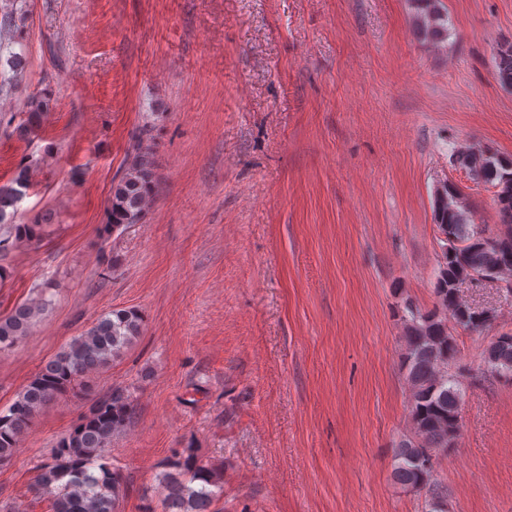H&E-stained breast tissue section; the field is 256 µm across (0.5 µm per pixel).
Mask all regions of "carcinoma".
Wrapping results in <instances>:
<instances>
[{"label":"carcinoma","mask_w":512,"mask_h":512,"mask_svg":"<svg viewBox=\"0 0 512 512\" xmlns=\"http://www.w3.org/2000/svg\"><path fill=\"white\" fill-rule=\"evenodd\" d=\"M426 21L425 34L431 40L448 38V17L439 0H415ZM16 32V13L0 12V37L8 35L19 50L9 52L11 70L24 67L26 52ZM495 79L512 87V45L497 50ZM53 107L48 91L28 97L25 118L15 127L20 137L40 125ZM460 167L477 172L480 180L495 188L494 204L502 228L495 234L496 246L481 248L472 243L478 230L463 204L454 202L459 189L448 184L449 203L433 205L439 231L451 236L454 253L438 264L434 310L421 312L412 303L404 307L405 352L402 367L411 387L409 415L415 438L399 445L394 455V478L403 488L425 493V512L433 502L444 504L448 488L437 478L438 454L453 448L461 429V373L452 369L456 340L450 327L481 332L490 321L487 311L459 301L458 287L468 276L494 279L496 258L512 260V157L489 149L469 150L459 155ZM155 162L150 144L138 141L133 156L120 179L112 186L111 205L100 236L108 240L120 229L140 224L155 184ZM29 186V167H18L12 181L0 186V229L14 231L15 242L37 245V232L20 233L15 221L17 204ZM8 236L0 237V248L9 246ZM47 300L33 298L20 303L0 317V350L14 347L26 336L36 319L46 310ZM142 317L134 310L112 309L88 330L75 337L61 352L48 360L19 393L14 402L0 411V463L9 460L21 435L47 402L67 389L81 385L92 371L102 369L118 358L140 335ZM484 364L492 376L512 381V334L495 337L485 351ZM133 410L132 394L125 387H114L92 401L78 422L63 437L51 460L41 464L34 478L33 491L53 496L54 512H115L123 495L121 474L108 463L112 438L127 427ZM164 494L161 512H212L222 488V476L199 464L191 448L175 449L160 473Z\"/></svg>","instance_id":"obj_1"}]
</instances>
